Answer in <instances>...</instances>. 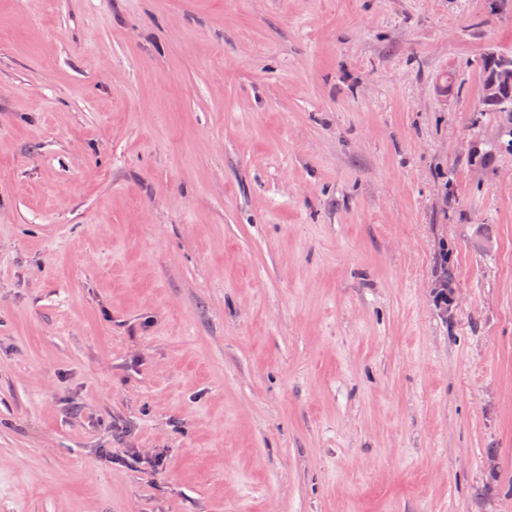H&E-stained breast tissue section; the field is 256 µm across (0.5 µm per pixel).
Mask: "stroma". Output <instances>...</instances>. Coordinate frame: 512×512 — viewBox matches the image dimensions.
<instances>
[{
  "mask_svg": "<svg viewBox=\"0 0 512 512\" xmlns=\"http://www.w3.org/2000/svg\"><path fill=\"white\" fill-rule=\"evenodd\" d=\"M490 49L512 0H0V512H512Z\"/></svg>",
  "mask_w": 512,
  "mask_h": 512,
  "instance_id": "35a3bbf8",
  "label": "stroma"
}]
</instances>
